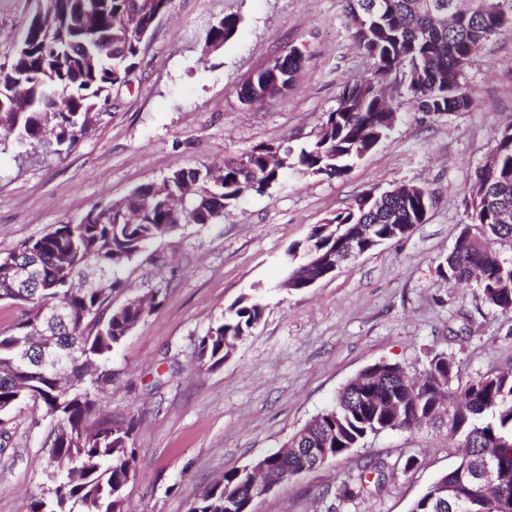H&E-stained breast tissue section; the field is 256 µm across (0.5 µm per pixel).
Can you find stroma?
Here are the masks:
<instances>
[{
  "label": "stroma",
  "mask_w": 512,
  "mask_h": 512,
  "mask_svg": "<svg viewBox=\"0 0 512 512\" xmlns=\"http://www.w3.org/2000/svg\"><path fill=\"white\" fill-rule=\"evenodd\" d=\"M346 0H172L143 44L129 82L113 90L92 129L68 150L0 151V254L93 206L125 201L179 166H215L253 147L315 140L342 85L374 64L355 46ZM37 0H0V69L10 68ZM236 35L208 51L205 36L225 14ZM303 54L295 86L263 104L241 102L242 83L289 47ZM477 97L465 112L418 111L392 91L389 136L342 177L289 171L249 192L217 224H184L137 257L124 297L160 287L163 302L114 350L112 383L97 394L103 414L135 419L128 512H189L225 472L281 447L366 366L422 370L443 352L461 379L512 367V310L488 306L475 285L441 276L439 263L470 218L464 195L512 123V28L465 68ZM400 183L427 188L425 223L385 242L313 287L281 288L289 248L351 207L362 193ZM263 286L265 311L219 365L199 369L198 340L225 310ZM51 430L41 405L25 401L0 419V512H27L43 486ZM418 466L402 472L408 455ZM443 428L368 437L350 454L261 495L253 512H409L458 461ZM393 466L384 489L343 498L364 464Z\"/></svg>",
  "instance_id": "stroma-1"
}]
</instances>
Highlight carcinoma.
I'll use <instances>...</instances> for the list:
<instances>
[{"label":"carcinoma","mask_w":512,"mask_h":512,"mask_svg":"<svg viewBox=\"0 0 512 512\" xmlns=\"http://www.w3.org/2000/svg\"><path fill=\"white\" fill-rule=\"evenodd\" d=\"M348 0V28L358 46L376 60L372 78L348 81L329 112L315 142L295 151L283 147L288 167L313 174L342 176L362 155L391 132L392 109L386 89L397 74L407 78V90L421 112H463L475 101L465 83L448 85V74L466 66L477 50L512 27V0H472L467 10L458 0ZM170 0H55L51 23L30 21L11 71L0 74V128L15 133L19 148L63 147L73 144L99 119L110 93L123 85L125 71L140 52L141 32L152 35L154 18L167 11ZM241 19L227 14L213 24L206 43L224 45L236 34ZM303 60L292 47L288 55L252 74L257 90L241 86L248 105L289 88ZM268 148L256 147L239 159L224 162L221 189L210 181V169L178 167L174 184L189 175L198 193L172 191L165 198L150 196L151 186L134 190L124 208L104 206L84 214L85 224H58L36 239L5 254L15 263L37 262L43 283L31 290L16 287L9 266L0 263V300L26 307L25 318L9 332H0V414L38 394V402L54 425L46 447L51 462L46 489L30 498L28 512H126V489L134 474V420L117 421L99 413L95 391L112 378L113 350L143 320L145 310L128 299L121 305L112 294L125 288L124 274L132 261L183 224H216L224 208L249 191L261 192L278 183L284 170L274 169ZM491 157L495 179L485 197L467 205L472 223L462 226L452 251L439 272L450 279L476 280L488 305L512 309V259L500 247L512 246V124L498 132ZM430 193L417 185L399 184L381 193L367 192L347 210L316 225L309 240L333 248L354 225L370 224L373 237L386 242L403 237L393 225L423 224L432 207ZM306 257L292 249L286 259L288 277L300 287L305 281ZM92 270L106 275L109 287H81ZM62 304L68 317L45 329L51 304ZM264 306L256 296H243L224 313L222 323L198 342L202 367L220 364L237 341L260 321ZM56 337L57 353L67 360L63 382L38 369L39 353L28 364L18 361L19 343L43 332ZM368 392L348 383L334 406L311 418L283 447L257 461L260 475L237 469L210 485L189 512H252L254 498L270 484L283 482L312 466L307 449L325 446L326 460L347 454L371 435L389 430L413 432L437 424L440 410L448 411V436L463 453L457 467L441 475L412 504L410 512H450L442 502H428L440 483L455 486L458 467L476 469L489 458L500 462V481L482 496H474L471 512H501L512 500V369L478 374L457 386L459 366L443 352L432 354L417 377L391 362L363 369Z\"/></svg>","instance_id":"cac0c4a2"}]
</instances>
